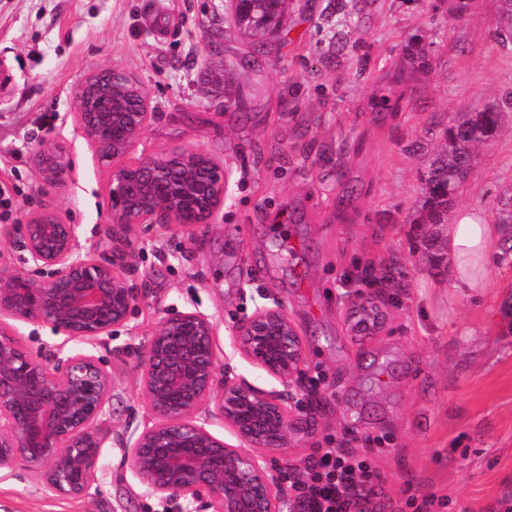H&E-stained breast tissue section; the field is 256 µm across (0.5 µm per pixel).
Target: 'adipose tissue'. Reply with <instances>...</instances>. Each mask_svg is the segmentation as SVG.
<instances>
[{
	"label": "adipose tissue",
	"mask_w": 512,
	"mask_h": 512,
	"mask_svg": "<svg viewBox=\"0 0 512 512\" xmlns=\"http://www.w3.org/2000/svg\"><path fill=\"white\" fill-rule=\"evenodd\" d=\"M502 235L501 226L488 223L479 211L461 208L453 213L448 226V252L456 287H485L489 251Z\"/></svg>",
	"instance_id": "adipose-tissue-1"
}]
</instances>
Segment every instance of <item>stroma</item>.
Wrapping results in <instances>:
<instances>
[{
	"label": "stroma",
	"instance_id": "35a3bbf8",
	"mask_svg": "<svg viewBox=\"0 0 512 512\" xmlns=\"http://www.w3.org/2000/svg\"><path fill=\"white\" fill-rule=\"evenodd\" d=\"M456 2L288 0L281 31L257 44L224 0H0V190L12 201L0 210V271L30 272L20 226L41 208L77 225L81 252L112 251L109 167L75 122L94 70H124L144 87L156 112L146 152L201 148L230 172L206 232L151 224L139 234L130 279L145 300L93 348L115 378L97 491L63 496L19 467L0 477V512H171L124 457L150 417L147 339L166 309L198 307L217 323L220 372L274 389L229 340L266 298L305 340L288 408L321 403L271 465L288 456L302 472L322 449L343 448L379 476L366 512H512V258L491 248L488 288H457L420 257L408 223L444 129L512 93L500 0H475L459 20ZM226 67L236 111L205 82ZM51 139L69 153L60 186L35 162ZM474 155L455 204L494 223L512 204V121ZM364 268L382 280L389 321L361 343L346 311Z\"/></svg>",
	"mask_w": 512,
	"mask_h": 512
}]
</instances>
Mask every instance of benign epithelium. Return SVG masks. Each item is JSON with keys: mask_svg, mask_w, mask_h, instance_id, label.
Wrapping results in <instances>:
<instances>
[{"mask_svg": "<svg viewBox=\"0 0 512 512\" xmlns=\"http://www.w3.org/2000/svg\"><path fill=\"white\" fill-rule=\"evenodd\" d=\"M83 137L110 164L108 199L112 259L81 256L78 227L54 209L32 212L22 225L25 262L44 273H0V472L18 465L63 495L81 497L97 485L103 448L99 420L112 396L103 361L82 350L52 357L13 338L11 322L49 326L69 341L96 342L128 326L144 296L129 285L138 230L176 225L198 232L223 209L229 175L198 149H174L122 159L142 143L154 113L142 85L127 72H93L76 94ZM43 179L66 181V149L46 141L37 151ZM389 319L386 301L371 291L352 300L351 333L370 339ZM213 318L193 306L172 309L151 333L141 364V392L151 413L125 457L150 496L173 512H285L288 489L267 452L288 447L299 428L285 402L304 373L305 343L284 306L262 303L231 328L233 350L277 381L263 390L224 376L215 391L218 357ZM224 421L238 444L212 430Z\"/></svg>", "mask_w": 512, "mask_h": 512, "instance_id": "obj_1", "label": "benign epithelium"}]
</instances>
